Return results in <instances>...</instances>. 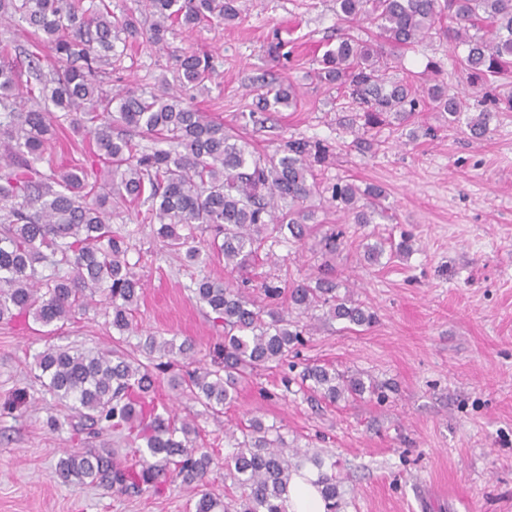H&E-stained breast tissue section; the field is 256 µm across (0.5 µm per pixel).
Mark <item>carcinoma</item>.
<instances>
[{
  "instance_id": "obj_1",
  "label": "carcinoma",
  "mask_w": 512,
  "mask_h": 512,
  "mask_svg": "<svg viewBox=\"0 0 512 512\" xmlns=\"http://www.w3.org/2000/svg\"><path fill=\"white\" fill-rule=\"evenodd\" d=\"M448 12L456 20L449 33L466 47L457 58L473 86H487L512 63V0H336V16L348 30L367 21L377 38L351 34L327 50L318 70L328 84L351 90L363 120L372 128L388 118L407 122L415 95L425 93L448 124L463 117L460 93L437 80L424 89L385 77L383 45L416 46ZM239 0H145L136 17L118 15L111 0H0V19L18 18L29 27L22 57L0 45V321L28 315L42 326L86 313L100 296L112 310V329L138 336L134 313L142 282L128 260L125 238L112 232V202H142L141 223L156 224L171 252L200 260L196 231L212 234L207 259L224 260L229 278L204 276L188 286L224 329V365L217 370L192 367L194 344L148 336L142 343L147 362L120 349L80 350L53 346L39 355L38 379L54 398L68 404L83 426L126 429L137 443L133 458H117L112 448L76 450L58 463L57 474L70 485H97L118 493L158 488L180 481L198 488L194 512H213L216 502L205 490L209 476L224 471L231 490L224 512H287L288 484L308 461L318 469L320 493L329 509L337 506L336 463L272 436L274 426L251 418L237 426L224 454L200 448L199 428L158 411L154 395L160 376L179 373L171 385L215 413L236 402L246 376L258 368L283 365L304 342L313 320L342 321L357 327L374 315L350 291L324 273L314 284L267 282L259 307L231 275L250 266L264 244L291 238L304 244L318 234L312 223L319 194L314 166L327 158L319 142L289 140L272 155L259 154L234 129L186 101L190 91H205L213 67L207 54L185 51L176 59L175 84L159 89L110 94L102 77L112 73L124 51L117 44L144 35L161 44L175 26L204 29L239 18ZM51 100L60 111L45 108ZM259 101L281 105L291 100L290 85L258 93ZM489 105L466 117L474 140L490 132L501 108L512 109V92L488 98ZM85 143L83 159L57 167L48 157L49 140L60 120ZM123 125L157 146L143 149L133 137L114 133ZM383 190L352 183L332 187L331 199L343 204L355 224H369ZM343 232L318 241L324 254L342 245ZM50 274H43L44 270ZM323 311L317 316L316 311ZM302 379L309 390L331 403L378 390L373 380L345 375L327 365H308Z\"/></svg>"
}]
</instances>
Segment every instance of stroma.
Wrapping results in <instances>:
<instances>
[{
  "label": "stroma",
  "instance_id": "obj_1",
  "mask_svg": "<svg viewBox=\"0 0 512 512\" xmlns=\"http://www.w3.org/2000/svg\"><path fill=\"white\" fill-rule=\"evenodd\" d=\"M241 7V19L174 30L163 46L137 39L103 88L153 86L173 73L176 54L199 49L213 66L200 107L258 152L274 153L291 138L327 145L330 159L315 170L324 199L315 218L345 231L331 263L376 321L318 325L289 353V371H255L222 413L166 385L161 402L193 421L208 446L225 448V427L257 417L279 427L287 446L336 460L340 512H512V110L497 112L487 137L475 141L421 95L412 127L373 129L377 150L361 152L356 129L341 123L354 110L348 89L316 77L339 33L334 0H242ZM455 26L445 13L419 46L386 48V75L423 86L442 80L462 92L465 112H475L489 90L469 87L457 68L464 49L446 35ZM263 81L291 84V103L260 109L254 88ZM338 182L380 186L382 216L346 220L330 201ZM136 214L130 204L112 216L144 283L135 320L158 339L192 340L198 365L211 366L224 331L188 287L206 275L225 279L224 267L188 265ZM404 237L409 252L365 260L367 245ZM319 262L305 246H264L248 270V293L259 298L271 280L309 281ZM116 336L102 301L62 326L0 325V512H192L195 491L178 483L159 494H120L57 478L66 451L125 442L109 430H81L37 379L36 358L51 346L109 349ZM314 363L372 377L385 397H310L301 374Z\"/></svg>",
  "mask_w": 512,
  "mask_h": 512
}]
</instances>
